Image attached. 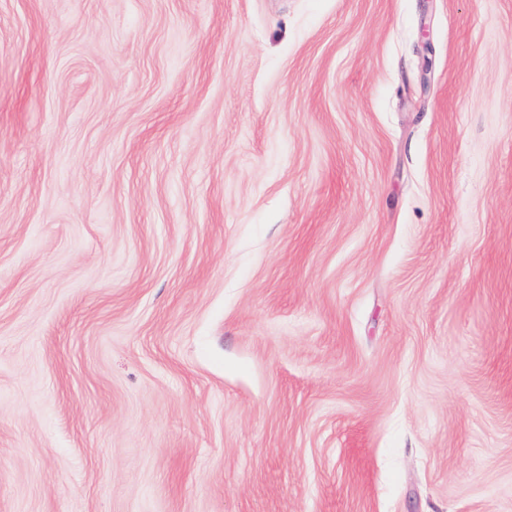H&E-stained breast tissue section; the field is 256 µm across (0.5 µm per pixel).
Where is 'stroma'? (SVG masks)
<instances>
[{
    "mask_svg": "<svg viewBox=\"0 0 512 512\" xmlns=\"http://www.w3.org/2000/svg\"><path fill=\"white\" fill-rule=\"evenodd\" d=\"M0 512H512V0H0Z\"/></svg>",
    "mask_w": 512,
    "mask_h": 512,
    "instance_id": "1",
    "label": "stroma"
}]
</instances>
